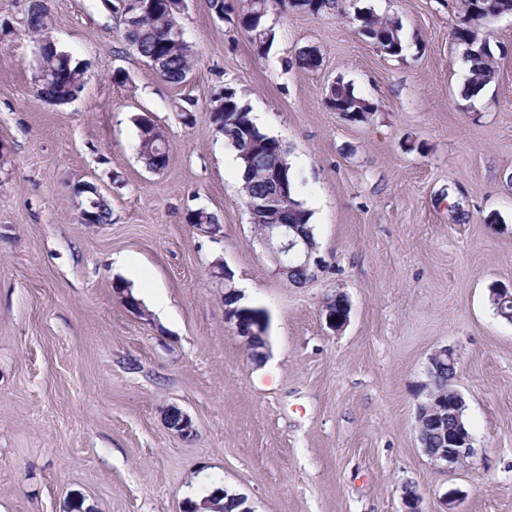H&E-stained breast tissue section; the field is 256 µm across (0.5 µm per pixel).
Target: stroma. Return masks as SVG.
Returning <instances> with one entry per match:
<instances>
[{"label":"stroma","mask_w":512,"mask_h":512,"mask_svg":"<svg viewBox=\"0 0 512 512\" xmlns=\"http://www.w3.org/2000/svg\"><path fill=\"white\" fill-rule=\"evenodd\" d=\"M124 0H47L58 49L87 64L73 102L33 88L28 0H0V512H179L223 488L250 512H512V323L491 287L512 289V17L478 24L496 74L467 97L452 37L462 0H344L345 16L273 14L266 55L209 0H185L195 54L171 84L122 38ZM360 11L400 26L391 56L361 35ZM316 48L309 71L290 61ZM371 110L325 102L336 80ZM234 87L279 139L312 214L318 265L295 285L256 239L209 108ZM192 100L183 123L175 103ZM164 128L168 166L149 171L135 119ZM101 187L108 224L78 218L75 186ZM217 214L218 235L186 222ZM224 261L268 342L253 361L210 272ZM137 270L163 297L146 318L116 298ZM341 293L339 330L322 315ZM459 358L455 388L475 454L434 465L416 427L430 355ZM190 415L183 438L166 407Z\"/></svg>","instance_id":"35a3bbf8"}]
</instances>
